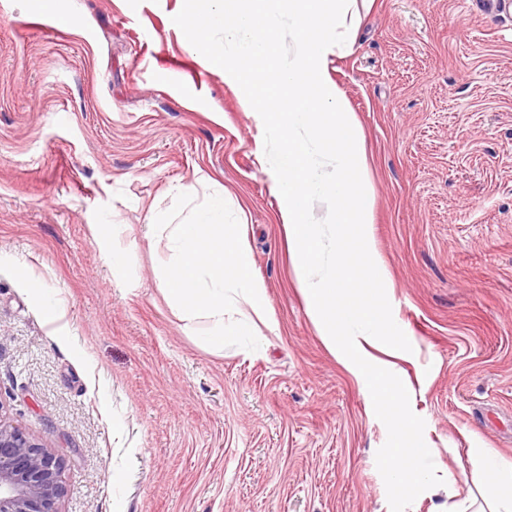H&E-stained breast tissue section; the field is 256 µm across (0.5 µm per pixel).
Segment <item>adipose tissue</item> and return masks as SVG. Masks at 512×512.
<instances>
[{
  "mask_svg": "<svg viewBox=\"0 0 512 512\" xmlns=\"http://www.w3.org/2000/svg\"><path fill=\"white\" fill-rule=\"evenodd\" d=\"M471 460V481L484 488L489 512H512V458L497 456L487 448H475Z\"/></svg>",
  "mask_w": 512,
  "mask_h": 512,
  "instance_id": "ef3b65f1",
  "label": "adipose tissue"
}]
</instances>
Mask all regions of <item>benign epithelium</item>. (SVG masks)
Returning <instances> with one entry per match:
<instances>
[{
	"mask_svg": "<svg viewBox=\"0 0 512 512\" xmlns=\"http://www.w3.org/2000/svg\"><path fill=\"white\" fill-rule=\"evenodd\" d=\"M65 467L53 448L0 418V512H63Z\"/></svg>",
	"mask_w": 512,
	"mask_h": 512,
	"instance_id": "benign-epithelium-1",
	"label": "benign epithelium"
}]
</instances>
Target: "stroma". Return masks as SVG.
<instances>
[{
	"label": "stroma",
	"mask_w": 512,
	"mask_h": 512,
	"mask_svg": "<svg viewBox=\"0 0 512 512\" xmlns=\"http://www.w3.org/2000/svg\"><path fill=\"white\" fill-rule=\"evenodd\" d=\"M183 0H0V415L66 459L63 512H390L365 391L288 251L264 126L188 47ZM330 68L364 136L371 236L411 351H378L439 476L512 457V15L373 0ZM244 212L272 326L215 349L161 289L146 226L184 186ZM123 225L122 275L99 246ZM62 313L47 321L44 303ZM474 484L421 493L448 512ZM44 7L51 12L58 26L68 29L77 24L68 0H44Z\"/></svg>",
	"instance_id": "stroma-1"
}]
</instances>
